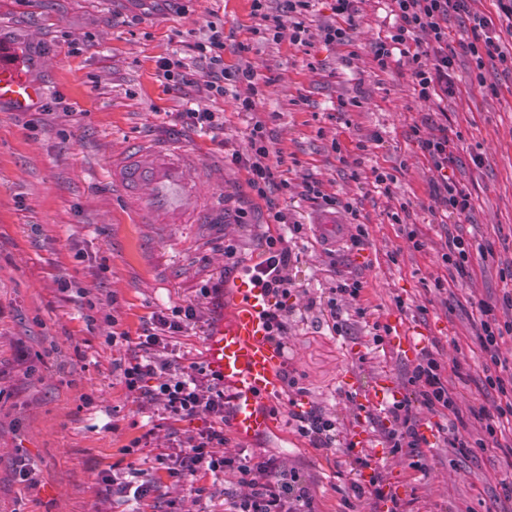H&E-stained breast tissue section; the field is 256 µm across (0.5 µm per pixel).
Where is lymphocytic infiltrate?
<instances>
[{
    "label": "lymphocytic infiltrate",
    "instance_id": "f902f5d3",
    "mask_svg": "<svg viewBox=\"0 0 512 512\" xmlns=\"http://www.w3.org/2000/svg\"><path fill=\"white\" fill-rule=\"evenodd\" d=\"M315 0H284L286 12L294 17L290 41L297 46L310 45L313 36L328 44L347 39V28L353 25L358 12V0H331L334 17L331 24L312 34L306 22L312 14ZM498 16H477L473 19V39L463 47H454L448 40V14L465 9L466 0H389L396 25L374 45V59L379 68H387L393 53L409 56L411 77L418 99L443 101L456 93L454 76L458 53H468L476 69L492 61L506 62L502 47L503 35L512 36V0H497ZM206 67L210 78L208 90L213 97L226 95L225 80L246 84L248 92L235 98L240 112H253L258 107L263 89L270 78L258 75L251 67L227 70L224 66V29L210 25L202 39L184 43L181 50L161 58L157 75L165 86L177 88L190 84L188 59ZM413 133L439 174L438 201L444 213L465 216L473 208L471 192L448 173L454 166V151L459 133L449 130L446 122L431 118L423 125L413 126ZM247 153H232L231 160L247 174V184L260 199H267L276 184L274 160L280 152L274 147L275 138L263 121H255L248 135ZM292 253L284 235H268L265 249L253 267L254 279L261 283L268 297L265 312L269 340L280 352H287L288 318L293 311L291 300L296 285L288 274ZM200 307L188 304L175 306L154 314L139 336L132 357L122 369L126 389L146 402H160L169 421L168 445L155 460L169 477L186 482L199 473L215 475L232 472L243 486L242 494H232L224 500V512H314L308 486L299 474L282 469L276 459L247 461L226 455L228 439L224 433L229 398L223 379L211 372L205 363L182 365L170 357L171 342L190 326L200 322ZM475 335L484 355L494 366H501L498 350L505 337L512 335V322L499 323L494 309L479 303L474 321ZM487 385L500 396L498 403L473 408L474 416L486 422L484 438L477 447L501 451L512 459V444H504L505 435H512V377L490 375ZM411 397L390 403L387 411L392 428L386 429V442L393 450L418 448L425 438L419 431L420 421L412 411L413 402H420L429 411L447 417L451 444L468 447L469 442L458 428L460 415L455 397L448 391V378L443 366L431 352H421L406 379ZM204 420L205 425L188 435L178 428L179 422Z\"/></svg>",
    "mask_w": 512,
    "mask_h": 512
}]
</instances>
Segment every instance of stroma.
Returning <instances> with one entry per match:
<instances>
[{
    "label": "stroma",
    "instance_id": "35a3bbf8",
    "mask_svg": "<svg viewBox=\"0 0 512 512\" xmlns=\"http://www.w3.org/2000/svg\"><path fill=\"white\" fill-rule=\"evenodd\" d=\"M396 19L387 0H361L344 44L312 39L264 44L250 32V0H194L179 14L168 0H0V50L43 84L46 95L21 112L0 102V512H158L165 502L178 512H224L225 493L239 492L233 473L202 474L176 483L156 469L165 430L152 447L126 453L148 420L163 408L127 391L120 366L155 312L195 304L203 323L173 343L183 363L202 360L209 323L243 269L258 260L268 207L276 205L302 230L288 235V270L298 293L288 319V369L298 389L285 393L286 410L274 428L251 438L231 436L227 455L275 457L299 473L315 512H385L386 503L353 495L362 482L359 459L376 466L405 512H512V465L446 441V418L422 405L414 411L430 441L423 469L412 468L409 449L393 451L383 438L387 415L368 424L369 448H346L357 414L346 399L344 372L365 383L391 369L403 382L410 362L375 342L372 325L393 314L406 317L425 349L445 366L461 410L490 404L483 359L471 325L479 302L511 320L503 297L512 293V66L487 64L483 83L459 55L458 91L442 104L413 90L408 57L379 69L373 42ZM224 27V66L251 65L273 77L257 113L235 109L244 84L227 82V96L212 97L206 70L195 69L181 90H167L156 61L180 41ZM345 111H335L338 99ZM190 107L224 115L223 129L186 128L176 115ZM461 132L454 168L474 208L443 218L433 199L438 174L414 140L412 127L437 110ZM277 138L284 189L263 201L249 188L232 152H246L252 116ZM379 142H372V135ZM173 137L220 172L224 220L219 224H143L112 184L110 164L143 138ZM371 140L369 151L356 145ZM481 154L475 166L473 154ZM392 173L389 188L374 169ZM318 182L335 208L301 196L303 182ZM359 211L351 219L344 209ZM402 223L392 216L401 209ZM245 222H238L239 211ZM337 220L346 235L325 237L321 222ZM366 224L363 251L349 250L355 223ZM415 239H408V232ZM492 245L493 258H472L471 278L450 282L441 261L449 236ZM422 249H414V241ZM234 246V259L224 255ZM445 280L437 290V280ZM361 281L360 301L343 298L345 325L333 330L326 306L330 290ZM223 282L219 299L201 288ZM366 316H358L357 307ZM319 411L336 421V444L312 447L296 416ZM142 469L153 492L135 502L108 491V470ZM29 469L34 486L22 483Z\"/></svg>",
    "mask_w": 512,
    "mask_h": 512
}]
</instances>
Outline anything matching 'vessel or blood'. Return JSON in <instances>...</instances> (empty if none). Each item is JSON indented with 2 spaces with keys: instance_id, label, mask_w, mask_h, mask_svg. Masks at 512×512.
<instances>
[{
  "instance_id": "b4317fda",
  "label": "vessel or blood",
  "mask_w": 512,
  "mask_h": 512,
  "mask_svg": "<svg viewBox=\"0 0 512 512\" xmlns=\"http://www.w3.org/2000/svg\"><path fill=\"white\" fill-rule=\"evenodd\" d=\"M45 93L30 82L21 67L0 57V101L26 109ZM201 160L183 143L144 140L112 163V180L124 200L135 202L142 223L159 219L178 224H212L224 212V196L215 184L200 185L195 171ZM268 299L250 276L234 290L228 319L213 323L205 339V360L212 372L234 389L231 426L249 438L269 431L277 416L273 405L281 388L283 357L268 341L264 312ZM388 349L399 357L416 355L419 343L411 323L402 316L388 319ZM398 395L391 373H384L358 396L359 404L377 410Z\"/></svg>"
}]
</instances>
